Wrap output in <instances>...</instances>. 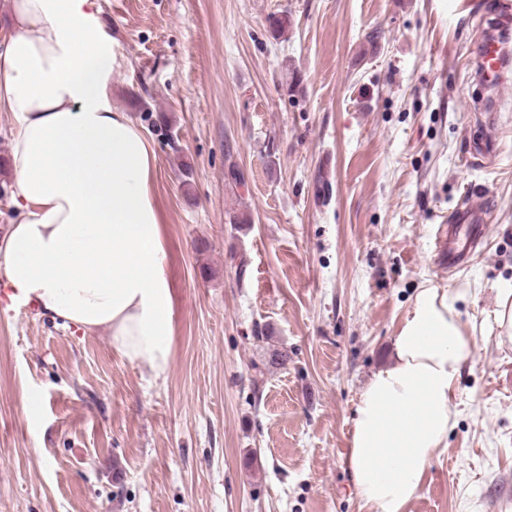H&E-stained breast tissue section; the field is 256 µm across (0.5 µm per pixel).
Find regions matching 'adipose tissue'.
Listing matches in <instances>:
<instances>
[{"label": "adipose tissue", "mask_w": 512, "mask_h": 512, "mask_svg": "<svg viewBox=\"0 0 512 512\" xmlns=\"http://www.w3.org/2000/svg\"><path fill=\"white\" fill-rule=\"evenodd\" d=\"M0 110L14 113L15 216L0 236V290L64 325L106 332L160 376L173 294L150 185L156 153L112 109L114 42L97 0H5ZM455 297L422 289L353 418L348 466L373 512H403L453 424L452 391L474 350Z\"/></svg>", "instance_id": "ef3b65f1"}]
</instances>
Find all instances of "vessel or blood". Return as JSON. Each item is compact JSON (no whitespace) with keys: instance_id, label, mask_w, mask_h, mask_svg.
Instances as JSON below:
<instances>
[{"instance_id":"1","label":"vessel or blood","mask_w":512,"mask_h":512,"mask_svg":"<svg viewBox=\"0 0 512 512\" xmlns=\"http://www.w3.org/2000/svg\"><path fill=\"white\" fill-rule=\"evenodd\" d=\"M459 7L464 11L479 9L486 19L497 24L495 31L477 44L474 54L478 83L488 89H499L512 68V51L506 46L507 39L512 37V0H461ZM487 212L486 205L467 200L440 227L448 270H457L465 264L471 240L482 233Z\"/></svg>"}]
</instances>
